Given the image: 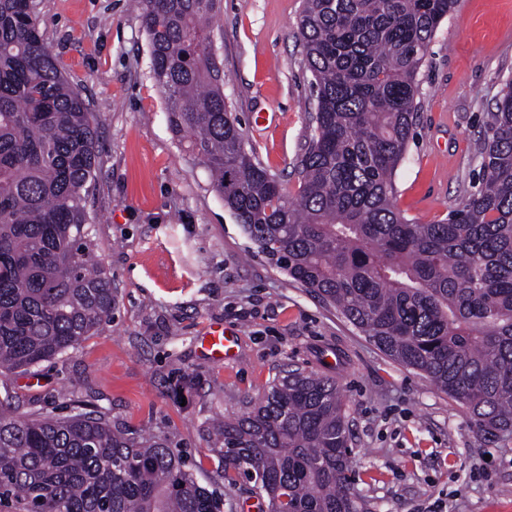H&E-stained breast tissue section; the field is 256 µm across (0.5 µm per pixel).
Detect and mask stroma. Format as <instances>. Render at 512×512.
Wrapping results in <instances>:
<instances>
[{"instance_id":"1","label":"stroma","mask_w":512,"mask_h":512,"mask_svg":"<svg viewBox=\"0 0 512 512\" xmlns=\"http://www.w3.org/2000/svg\"><path fill=\"white\" fill-rule=\"evenodd\" d=\"M34 3L51 55L97 125L89 238L116 305L77 351L0 375V401L24 414L97 410L112 427L161 434L200 485L225 491L224 512H247L255 482L241 476L225 489L212 431L298 368L338 385L368 512H512V439L475 435L462 404L271 265L225 209L169 128L140 0ZM301 10L302 0H222L210 21L224 97L256 160L292 193L314 101ZM417 79L395 197L407 218L432 224L481 184L475 142L512 79V0H458ZM214 323L237 337L220 364L199 346Z\"/></svg>"}]
</instances>
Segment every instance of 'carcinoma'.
<instances>
[{
    "mask_svg": "<svg viewBox=\"0 0 512 512\" xmlns=\"http://www.w3.org/2000/svg\"><path fill=\"white\" fill-rule=\"evenodd\" d=\"M457 0H303L316 93L292 196L247 149L205 21L220 0H142L169 126L208 168L259 253L336 306L391 360L464 405L472 431L512 437V79L476 149L482 186L448 218L394 205L417 73ZM94 115L57 67L28 0H0V374L77 350L112 315L87 242ZM224 488L254 477L267 512H366L336 381L292 371L224 421ZM0 512H224L166 438L92 410L34 417L0 402Z\"/></svg>",
    "mask_w": 512,
    "mask_h": 512,
    "instance_id": "carcinoma-1",
    "label": "carcinoma"
}]
</instances>
